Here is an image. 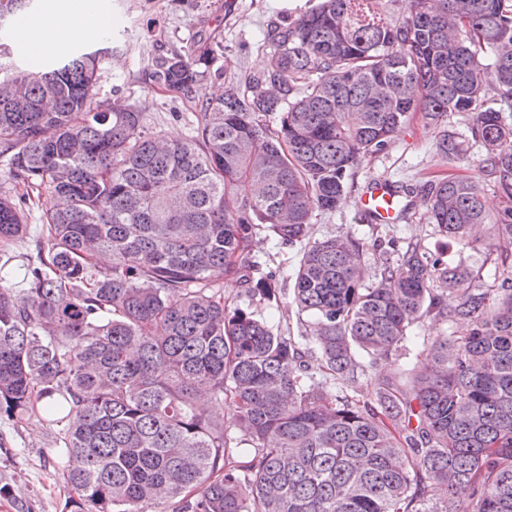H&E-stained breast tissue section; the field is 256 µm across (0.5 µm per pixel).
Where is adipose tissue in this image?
<instances>
[{
	"mask_svg": "<svg viewBox=\"0 0 512 512\" xmlns=\"http://www.w3.org/2000/svg\"><path fill=\"white\" fill-rule=\"evenodd\" d=\"M108 25V15L91 9L87 0H48L41 15L18 17L14 31L19 41L40 54L53 48L59 40L89 42L100 39Z\"/></svg>",
	"mask_w": 512,
	"mask_h": 512,
	"instance_id": "1",
	"label": "adipose tissue"
}]
</instances>
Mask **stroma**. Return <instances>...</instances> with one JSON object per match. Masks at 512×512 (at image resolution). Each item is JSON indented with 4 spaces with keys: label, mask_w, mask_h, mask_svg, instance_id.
I'll use <instances>...</instances> for the list:
<instances>
[{
    "label": "stroma",
    "mask_w": 512,
    "mask_h": 512,
    "mask_svg": "<svg viewBox=\"0 0 512 512\" xmlns=\"http://www.w3.org/2000/svg\"><path fill=\"white\" fill-rule=\"evenodd\" d=\"M319 0H107L110 34L83 43L86 51L103 50L96 97L119 99L135 105L143 114L147 132L162 141H186L195 134V115L203 100L219 96L231 82L244 81L260 70L266 59L264 32L271 23L297 16ZM221 42L223 54L211 72L183 95L153 85L149 74L156 62L181 52L200 37ZM436 129L414 120L395 136L388 150L365 160L356 170L351 198L335 212L315 216L314 238L353 234L365 244V259L379 266L390 237L420 240L426 250L447 251L451 263L478 265L484 255L470 245L448 244L428 224L423 205V187L433 175L472 173L481 149L469 144L464 161L442 162L435 152ZM388 180L407 188L410 209L395 224L363 222L357 198L367 184ZM49 197L24 204L28 235L14 249L9 266L10 283L21 287L23 259L34 255V238L40 232ZM248 260L266 263L281 292L280 322L298 334L296 309L292 304L294 271L299 253L281 247L271 235H258ZM59 429L32 420L22 424L0 415V512H63L68 489L59 479L61 463Z\"/></svg>",
    "instance_id": "obj_1"
}]
</instances>
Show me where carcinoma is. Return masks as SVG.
Returning a JSON list of instances; mask_svg holds the SVG:
<instances>
[{
	"instance_id": "cac0c4a2",
	"label": "carcinoma",
	"mask_w": 512,
	"mask_h": 512,
	"mask_svg": "<svg viewBox=\"0 0 512 512\" xmlns=\"http://www.w3.org/2000/svg\"><path fill=\"white\" fill-rule=\"evenodd\" d=\"M29 2L0 0V19ZM264 41L265 67L164 147L135 106L96 98L101 51L18 69L0 43L7 176L56 200L25 288L0 266V415L63 424L70 512H512V0H320ZM221 51L203 37L153 81L188 92ZM450 112L470 114L501 206L440 174L427 218L450 243L483 224L494 241L473 267L392 238L397 259L368 285L359 240H314L311 220L399 129ZM435 150L466 155L446 130ZM27 230L0 193V243ZM262 231L300 247L298 336L229 292L279 307L245 261ZM426 320L453 331L357 385L361 358L397 353Z\"/></svg>"
}]
</instances>
